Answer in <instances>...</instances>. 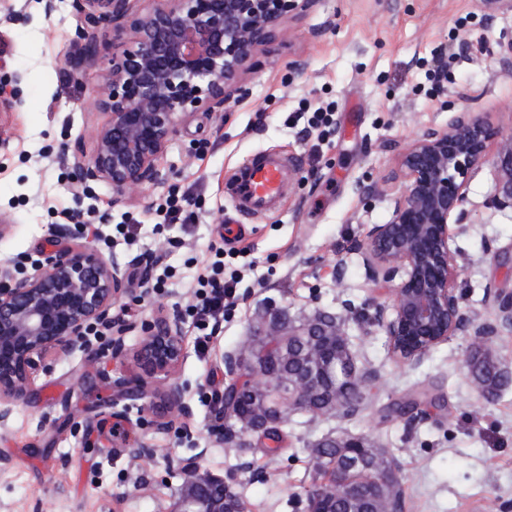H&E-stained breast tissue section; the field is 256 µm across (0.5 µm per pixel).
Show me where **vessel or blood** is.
<instances>
[{"mask_svg": "<svg viewBox=\"0 0 512 512\" xmlns=\"http://www.w3.org/2000/svg\"><path fill=\"white\" fill-rule=\"evenodd\" d=\"M292 158L261 152L252 156L233 174L229 198L244 218H252L275 208L280 199L285 172L293 166Z\"/></svg>", "mask_w": 512, "mask_h": 512, "instance_id": "obj_1", "label": "vessel or blood"}]
</instances>
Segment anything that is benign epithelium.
Wrapping results in <instances>:
<instances>
[{
    "label": "benign epithelium",
    "mask_w": 512,
    "mask_h": 512,
    "mask_svg": "<svg viewBox=\"0 0 512 512\" xmlns=\"http://www.w3.org/2000/svg\"><path fill=\"white\" fill-rule=\"evenodd\" d=\"M310 0H154L146 12H131L130 0H73L83 20L74 42L81 55L68 62L71 77L97 55V29L111 25L131 33L112 54L106 97L98 107L107 115L95 133L92 152L81 143L64 154L78 188L106 183L112 204L123 203L131 190L161 179L158 161L179 124L191 114L214 111L241 90V71L258 48L275 34L297 8ZM500 141V179L512 201V138L499 140V131L471 115L414 139L398 158L402 190L393 197L390 220L374 224L358 243L367 279L375 286L394 285V316L372 297L374 321L384 328L394 356L421 361L448 340L463 323L456 295L460 269L452 252L451 219H461L471 175L487 160L491 144ZM53 236L65 240L43 259L22 266L0 267V423L13 406L26 398L34 374L48 352L76 351L103 356L90 333L100 327L112 333L108 351L118 361L127 357L130 327L112 316V305L126 292L123 267L93 247L76 241L70 225L56 224ZM501 327L512 329V293L496 295ZM133 352L139 373L112 381L115 400L161 398L156 429L165 431L172 416L188 417L192 409L180 390L169 385L184 358L182 327L161 316L141 328ZM316 336L336 337L341 354L327 359L321 372L288 377L265 385L270 361L285 355L293 344ZM227 375L238 386L256 391L264 400L243 428L219 426L216 433L238 448H268L272 433L282 432L288 415L331 414L348 417L368 398L370 374L358 366L349 337L322 314L295 320L283 309H272L252 326L244 349L222 356ZM250 372L248 383L241 374ZM319 448H361L358 436L325 437ZM190 487L176 512H240V500L222 478L190 477ZM345 472L328 471L308 490V512H321L331 496L349 488ZM375 485L395 497L399 512L402 487L397 463L378 461Z\"/></svg>",
    "instance_id": "obj_1"
}]
</instances>
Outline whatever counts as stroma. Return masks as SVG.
Returning <instances> with one entry per match:
<instances>
[{
  "label": "stroma",
  "instance_id": "stroma-1",
  "mask_svg": "<svg viewBox=\"0 0 512 512\" xmlns=\"http://www.w3.org/2000/svg\"><path fill=\"white\" fill-rule=\"evenodd\" d=\"M0 0L19 19L0 26V75L19 76L20 100L0 116V264L36 261L51 250L49 229L75 209L109 213L101 228L80 226L84 242L115 256L130 277L113 316L140 324L164 315L183 329L185 357L173 377L192 408L160 433L157 415L113 401L112 380L133 374L132 359L48 354L27 398L0 424V512H175L188 474L224 478L245 512H308L315 442L363 437L401 467L402 512H512V387L483 401L464 364L474 330L497 317L493 295L512 291V207L501 204L497 147L471 177L465 215L451 247L464 325L420 363L398 360L367 307H392L374 292L356 249L368 228L387 223L401 187L398 157L415 137L471 113L501 138L512 136V0H313L286 18L240 77L242 97L196 112L159 162L162 178L116 206L103 183L77 197L61 161L65 148L94 147L105 116L94 100L107 82L112 28L80 81L67 79L76 52L72 0ZM333 115L329 132L306 133L313 112ZM298 158L279 206L241 220L224 183L248 157ZM194 203L189 224H159L154 208L172 195ZM245 223L241 241L225 225ZM224 249L225 273L239 283L208 349L187 313L197 279ZM152 264L163 287L143 288L132 272ZM271 308L335 315L364 368L376 375L365 404L349 417L292 414L282 450L241 453L212 432L214 398L230 382L221 363L241 350L256 317ZM417 399L405 417L389 404ZM142 442L145 455L127 446Z\"/></svg>",
  "mask_w": 512,
  "mask_h": 512
}]
</instances>
